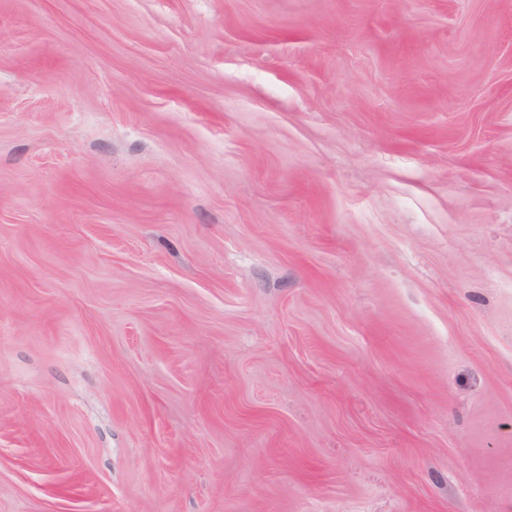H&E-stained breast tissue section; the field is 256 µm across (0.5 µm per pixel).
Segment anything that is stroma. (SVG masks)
<instances>
[{
	"mask_svg": "<svg viewBox=\"0 0 512 512\" xmlns=\"http://www.w3.org/2000/svg\"><path fill=\"white\" fill-rule=\"evenodd\" d=\"M0 512H512V0H0Z\"/></svg>",
	"mask_w": 512,
	"mask_h": 512,
	"instance_id": "1",
	"label": "stroma"
}]
</instances>
